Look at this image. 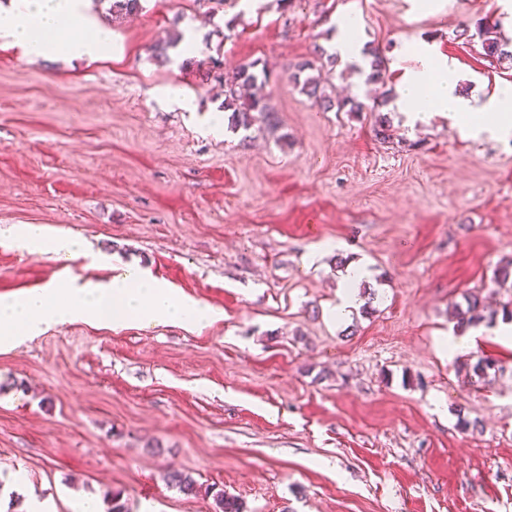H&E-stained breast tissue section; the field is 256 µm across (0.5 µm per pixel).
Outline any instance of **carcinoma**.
I'll use <instances>...</instances> for the list:
<instances>
[{
    "label": "carcinoma",
    "mask_w": 512,
    "mask_h": 512,
    "mask_svg": "<svg viewBox=\"0 0 512 512\" xmlns=\"http://www.w3.org/2000/svg\"><path fill=\"white\" fill-rule=\"evenodd\" d=\"M482 37V48L484 55L498 61L512 60V39H503L494 34L490 27L479 32ZM369 58L370 73L368 80L375 83H383L389 78L388 59L379 50L373 49L366 51ZM205 66L206 79L214 77L224 79V110L232 111V124L234 127L249 129L258 120L268 124L274 120L273 111L269 107L266 98L256 92L246 95L243 90L262 88L269 82V74L265 67L258 61H252L241 67L230 77L217 72L220 68V62L216 59H210L203 62ZM315 62L306 60L295 66L293 79L300 85L301 91L308 97L315 100L325 111L336 110L338 112H377L380 102L376 101L368 106L362 102L355 101L339 96H331L325 92L321 86V80L317 76L310 74L314 70ZM454 317L456 327L471 328L477 327L482 323L489 326L493 325L492 314L487 312V306L480 295L469 293L464 295L463 302L454 306ZM494 367L493 361L486 357H480L473 364L466 365L470 377L481 381L486 379L488 370ZM168 483L175 486L180 492L186 495H193L197 492L196 481L180 472L172 471L168 475Z\"/></svg>",
    "instance_id": "cac0c4a2"
}]
</instances>
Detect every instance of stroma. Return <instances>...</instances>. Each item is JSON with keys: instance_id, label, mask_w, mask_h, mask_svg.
Segmentation results:
<instances>
[{"instance_id": "stroma-1", "label": "stroma", "mask_w": 512, "mask_h": 512, "mask_svg": "<svg viewBox=\"0 0 512 512\" xmlns=\"http://www.w3.org/2000/svg\"><path fill=\"white\" fill-rule=\"evenodd\" d=\"M141 5L93 60L32 62L0 42V295L108 280L136 259L219 317L78 320L0 350V512L32 497L76 512L115 491L126 512H216L220 493L244 512H512V337L452 319L470 291L496 311L512 301L493 280L512 259V133L476 136L444 112L413 124L389 105L421 41L479 99L512 87L476 35L497 23L511 38L512 0ZM346 18L390 77L368 84L366 60L340 59L321 81L386 97L380 112L323 111L290 79L316 47L333 53ZM175 32L198 39L194 63L156 57ZM213 55L227 74L267 64L276 130L200 126L224 110L195 67ZM31 224L90 252L17 247ZM342 259L371 276L339 322ZM476 353L497 367L472 384ZM174 470L199 492L170 486Z\"/></svg>"}]
</instances>
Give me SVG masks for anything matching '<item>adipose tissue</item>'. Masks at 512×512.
<instances>
[{
  "instance_id": "1",
  "label": "adipose tissue",
  "mask_w": 512,
  "mask_h": 512,
  "mask_svg": "<svg viewBox=\"0 0 512 512\" xmlns=\"http://www.w3.org/2000/svg\"><path fill=\"white\" fill-rule=\"evenodd\" d=\"M91 0H8L0 4V38L28 58L51 59L63 54L93 58L111 46L112 33L91 14ZM418 67L399 87L397 106L404 112H452L479 130H512V91L473 101L457 91L458 80L447 62H435L419 51ZM32 252L69 260L85 252L78 236L28 226L22 240ZM217 311L180 294L146 270L128 266L106 282L71 280L68 287H44L16 297L0 298V347H12L47 329L82 320L120 327L129 320L142 324H199L216 319Z\"/></svg>"
}]
</instances>
